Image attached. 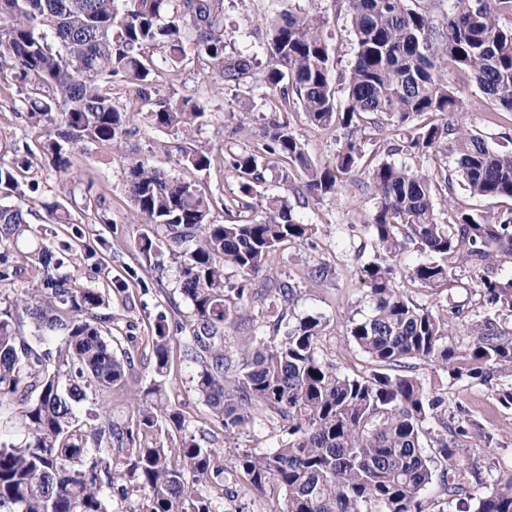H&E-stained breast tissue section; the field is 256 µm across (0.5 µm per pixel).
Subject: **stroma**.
<instances>
[{
  "label": "stroma",
  "mask_w": 512,
  "mask_h": 512,
  "mask_svg": "<svg viewBox=\"0 0 512 512\" xmlns=\"http://www.w3.org/2000/svg\"><path fill=\"white\" fill-rule=\"evenodd\" d=\"M226 51L247 54L259 51L267 40L266 23L282 11L295 7L321 8L331 19L329 35L336 49V69L344 71L354 57L355 45L349 21L343 7L333 0H224ZM449 85L456 88L463 104L461 119L470 129L480 134L492 149L512 151V119L495 120L493 107L474 83L466 80L457 70H449ZM161 95L172 101L190 99L200 106L205 116L201 125L184 134L165 128L139 125L137 133L125 140L121 152L135 151L152 156L158 166L175 171L179 149L187 142L210 145L213 131L222 128L225 149L239 152L261 139L268 119L274 111V96L262 86L229 87L219 73L203 69L197 58L184 62L177 75L161 72L157 78ZM27 90L12 78L0 73V162L11 163L16 146L37 144L41 130L37 118L22 107ZM247 105L253 118L250 124L239 126L238 108ZM295 135L304 142L309 154L318 161L333 158L342 130L336 127L311 126L302 111L293 110L289 117ZM401 134L392 126L369 127L365 130V153L374 161H387L398 165L417 166L420 158L398 152ZM65 172L55 171L43 161H33L20 171L18 180L26 184L39 183L44 201L68 203L71 198L82 197L84 191L101 195L100 209L105 222L89 223L84 214H77L87 237L102 235L112 240V253L107 260L113 277L127 278L124 292L113 294L109 312L112 316L114 338L133 337L129 350L130 366L124 379L110 391L90 396L88 402L103 411L113 423L126 424L134 401L143 397L156 381L152 351V327L159 315L190 316L191 306L179 290V272L169 253L159 257L161 267L142 273L140 279H128L127 271L137 265L134 245L144 231L130 212V201L125 191L126 176L112 151L89 148L71 159ZM187 179L195 181L215 198L286 195L295 218L317 225L313 247L305 251V262H298L295 249H287L278 268L279 273L291 277L302 294L295 307L297 315H321L327 324L322 337L320 356L335 365L343 374H364L374 369V362L352 344L346 336L350 321L362 318L370 311L359 281L364 264L378 258L368 234L360 225L369 220L376 205L375 192L364 173L344 177L341 187L332 199L301 205L296 195L285 194L274 174H267L264 182L242 187L240 181L219 168L204 171H186ZM416 252L402 256L396 266L395 281L398 288L416 303L432 307L450 315L454 326L448 338L450 347L464 349L474 338L469 325L479 312L482 298L479 279L481 269L463 266L453 276L448 287L427 289L412 283L409 267L424 262ZM322 264L329 274L324 280L312 282L305 277L306 264ZM195 363L185 359L180 343H172L170 369L164 378L165 395L169 403L182 414V430H170L172 441H179L182 433H190L203 444L217 447L224 444V429L215 420L209 407L195 389ZM409 372L423 380L425 386L440 398L449 414L466 411L468 435L479 441L482 450L476 460L483 477L482 484L472 486V493H482L492 486L500 474H512V409L502 408L496 401V390L478 380L454 378L448 372L417 361L411 362Z\"/></svg>",
  "instance_id": "35a3bbf8"
}]
</instances>
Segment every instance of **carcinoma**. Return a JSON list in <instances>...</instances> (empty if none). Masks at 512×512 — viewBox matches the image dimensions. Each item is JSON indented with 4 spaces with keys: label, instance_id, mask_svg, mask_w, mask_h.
I'll list each match as a JSON object with an SVG mask.
<instances>
[{
    "label": "carcinoma",
    "instance_id": "obj_1",
    "mask_svg": "<svg viewBox=\"0 0 512 512\" xmlns=\"http://www.w3.org/2000/svg\"><path fill=\"white\" fill-rule=\"evenodd\" d=\"M442 0H345L356 51L345 74L347 94L338 103L333 85L335 51L327 40L329 16L317 9L288 12L269 28L266 67L254 55L226 53L224 0H0V72L9 70L27 88L24 106L43 117L41 158L58 172L89 146L117 148L137 131L120 102L132 90L152 127L188 132L205 112L184 99L158 109L155 57L168 71L194 54L219 72L224 84H260L281 96L282 117L266 139L242 152L212 146L181 149L176 165L195 171L221 163L234 177L261 181L275 160L290 191L302 183V201L336 195L343 178L359 168L357 138L380 119L409 128V147L423 154L454 146L456 167L433 171L379 162L364 171L377 202L365 225L379 261L360 270L371 313L347 326L346 336L375 362L367 375L350 376L319 358L326 324L319 315L294 313L299 293L287 281L267 280L258 294L269 331L232 336L248 285L268 275L287 247L314 245L317 225L293 217L286 199L254 204L232 198L222 209L235 219H213L211 196L194 181L169 173L141 155H119L137 221L147 227L135 249L139 268H161V250L176 260L180 292L191 305L186 322L170 327L159 315L152 330L155 374L169 369L173 332L187 333L185 356L198 365L195 388L224 426L248 433L259 419L288 433L279 447L215 448L193 435L171 446L162 423L182 429V415L163 401L162 387L147 392L131 423L117 427L99 411L81 410L88 395L112 388L125 376L126 360L112 346L107 323L112 291L77 285L61 272L83 264L102 270L110 243L86 240L72 227L70 240L53 246L47 225L33 224L42 208L56 224L71 223L69 209L37 198L39 184L20 188L18 169L34 155L28 144L14 166L0 163V290L13 294L0 308V408L18 405L25 438L0 443V512H112L115 501L139 497L138 512H219L224 454L236 474L257 491L278 489L271 512H512V475L495 480L484 496L466 492L467 462L478 446L459 443L463 422L448 430L442 401L406 373L409 361L482 382L494 369H512V340L502 328L512 317V277L481 278L483 316L471 323L473 345L446 343L448 318L410 299L395 286V263L410 250L437 261L408 271L423 288L448 285L453 265L483 269L512 255V209L495 213L455 206L438 221L436 201L453 181L472 198L512 200V152L490 149L465 123L451 119L462 101L444 73L453 65L491 103L512 112V0H448L441 26L433 12ZM296 105L310 125L345 130L328 163L314 161L288 120ZM417 124H412V121ZM262 208L264 218L250 212ZM238 277L227 281L225 269ZM24 314L34 329L18 334ZM237 342V355L227 342ZM429 440L433 451L424 450ZM125 454L115 458L112 449ZM446 500L428 497L433 484Z\"/></svg>",
    "mask_w": 512,
    "mask_h": 512
}]
</instances>
